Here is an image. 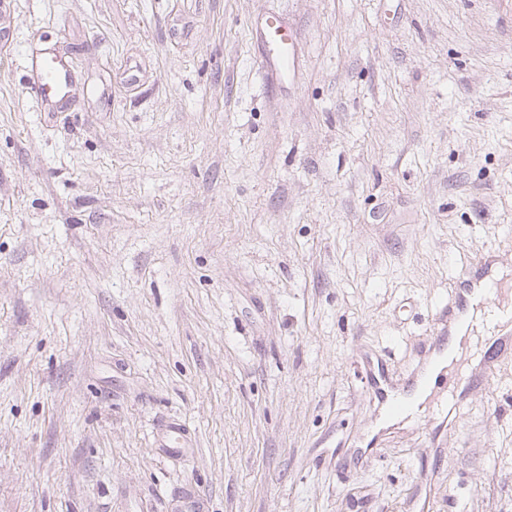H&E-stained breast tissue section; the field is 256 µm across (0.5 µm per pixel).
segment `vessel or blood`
Instances as JSON below:
<instances>
[{
	"label": "vessel or blood",
	"mask_w": 512,
	"mask_h": 512,
	"mask_svg": "<svg viewBox=\"0 0 512 512\" xmlns=\"http://www.w3.org/2000/svg\"><path fill=\"white\" fill-rule=\"evenodd\" d=\"M28 68L32 75L31 90L37 97L60 102L73 86L69 66L54 54L32 56ZM500 261L498 251H476L471 267L456 278L447 303L438 307L428 336L414 344L411 368L401 371L382 359H364L366 389L387 423L361 438L358 444L332 451L330 467L339 470L348 462L363 466L390 430L398 427L417 395H425L430 402L444 395L453 408L459 409L490 384L499 363L512 357V282L497 276ZM477 304L494 310L498 322L485 339L487 350L483 358L474 366L461 344L463 328ZM424 431L429 445L417 449L416 455L421 471L426 472L432 461L446 456L457 427L442 420L426 423Z\"/></svg>",
	"instance_id": "1"
}]
</instances>
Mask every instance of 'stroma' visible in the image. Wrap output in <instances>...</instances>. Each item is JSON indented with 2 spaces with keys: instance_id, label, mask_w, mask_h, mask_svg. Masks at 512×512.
<instances>
[{
  "instance_id": "stroma-1",
  "label": "stroma",
  "mask_w": 512,
  "mask_h": 512,
  "mask_svg": "<svg viewBox=\"0 0 512 512\" xmlns=\"http://www.w3.org/2000/svg\"><path fill=\"white\" fill-rule=\"evenodd\" d=\"M10 2L0 512H417L416 425L360 469L316 443L371 426L356 346L408 364L478 248L512 275V0ZM49 48L66 112L26 89ZM433 481L512 512V362Z\"/></svg>"
}]
</instances>
